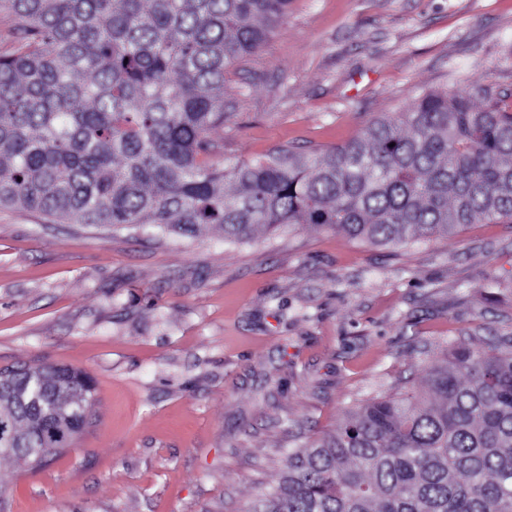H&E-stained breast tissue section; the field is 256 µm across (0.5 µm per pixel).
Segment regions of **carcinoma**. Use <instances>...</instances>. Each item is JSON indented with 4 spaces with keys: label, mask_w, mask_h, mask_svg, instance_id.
<instances>
[{
    "label": "carcinoma",
    "mask_w": 512,
    "mask_h": 512,
    "mask_svg": "<svg viewBox=\"0 0 512 512\" xmlns=\"http://www.w3.org/2000/svg\"><path fill=\"white\" fill-rule=\"evenodd\" d=\"M0 207L244 243L312 224L376 246L512 223V98L430 90L310 155L220 167L224 73L260 51L288 0H0ZM488 100L479 104V99ZM0 452L68 448L94 383L68 366L0 369ZM247 512H512V340L456 347L426 389L368 400L288 455Z\"/></svg>",
    "instance_id": "obj_1"
}]
</instances>
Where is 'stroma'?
<instances>
[{"label":"stroma","instance_id":"stroma-1","mask_svg":"<svg viewBox=\"0 0 512 512\" xmlns=\"http://www.w3.org/2000/svg\"><path fill=\"white\" fill-rule=\"evenodd\" d=\"M512 92V0H290L229 67L219 166L362 135L425 92ZM512 339V223L377 247L313 225L230 244L0 209V368L86 370L95 418L0 462L6 512H247L289 449Z\"/></svg>","mask_w":512,"mask_h":512}]
</instances>
